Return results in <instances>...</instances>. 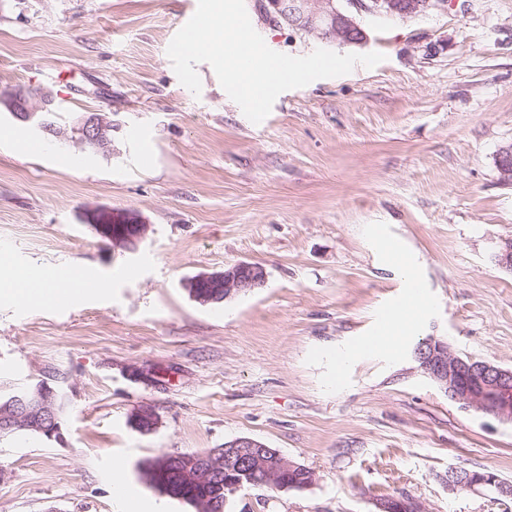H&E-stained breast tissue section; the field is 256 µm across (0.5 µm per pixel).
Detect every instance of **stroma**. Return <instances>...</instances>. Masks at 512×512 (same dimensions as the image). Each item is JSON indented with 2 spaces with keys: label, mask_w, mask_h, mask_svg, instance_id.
Returning a JSON list of instances; mask_svg holds the SVG:
<instances>
[{
  "label": "stroma",
  "mask_w": 512,
  "mask_h": 512,
  "mask_svg": "<svg viewBox=\"0 0 512 512\" xmlns=\"http://www.w3.org/2000/svg\"><path fill=\"white\" fill-rule=\"evenodd\" d=\"M198 0H0V95L36 87L66 120L57 136L0 108V254L71 266L97 289L66 307L0 297V396L63 390L61 438H0V512H114L113 458L131 487L167 512H194L146 485L164 454L239 437L314 474L304 490L245 487L225 512H379L401 495L423 512H512L486 488L453 489L455 468L512 483V424L461 408L419 368L430 336L458 356L512 369V271L494 251L512 238V185L495 159L512 143V0H458L399 19L368 13L374 68L286 91L250 122L212 67L200 96L167 47ZM277 52L320 43L273 27L245 0ZM111 117L112 149L79 143L71 121ZM85 159L82 167L71 155ZM132 209L150 231L133 253L86 222ZM398 247L430 302L397 354L369 353L337 373L398 307ZM258 262L263 287L221 304L186 282ZM148 406L149 432L132 422Z\"/></svg>",
  "instance_id": "obj_1"
}]
</instances>
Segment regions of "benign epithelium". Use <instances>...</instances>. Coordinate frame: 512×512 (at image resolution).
Wrapping results in <instances>:
<instances>
[{
	"label": "benign epithelium",
	"instance_id": "1",
	"mask_svg": "<svg viewBox=\"0 0 512 512\" xmlns=\"http://www.w3.org/2000/svg\"><path fill=\"white\" fill-rule=\"evenodd\" d=\"M354 11L338 6V0H265L262 10L265 21L277 25L281 19L293 18L295 27L324 42L339 45L362 44L367 33L357 22L355 14L371 13L387 17L412 18L448 7V0H349ZM6 109L18 120L29 122L47 133L56 132L51 122L49 94L38 91H17L4 101ZM79 141L99 150L112 147V119L90 113L78 120ZM501 181L512 184V145L501 147L496 158ZM95 232L112 244V248L134 252L146 240L149 224L133 210L114 212L108 209L94 211L87 217ZM494 259L498 265L512 269V239H504L497 246ZM267 279L266 268L260 263L240 262L220 272L200 274L186 284L192 298L202 304L211 301L206 288L224 289L229 300L247 291L261 288ZM419 368L432 379L450 400L463 408H472L500 421L512 423V369H504L486 361L460 357L450 350L448 343L430 338L414 353ZM62 394L43 385L26 392L0 408V430L9 431L18 426L35 429L51 437L59 434L55 427L56 410ZM169 463L177 470L187 469L202 483L224 479V489L232 492L244 487L245 477L251 472L264 474L263 485L277 490L308 488L313 475L295 486L283 480L300 466L280 454L269 459L265 446L252 438L240 437L224 444V455L181 454L170 455ZM448 485L474 490L489 488L498 496L512 498V484L499 480L491 473L460 468L448 474ZM380 512H420L410 498H389L379 504Z\"/></svg>",
	"mask_w": 512,
	"mask_h": 512
}]
</instances>
